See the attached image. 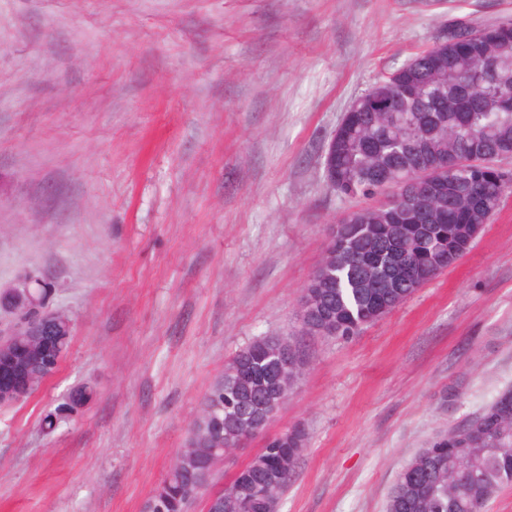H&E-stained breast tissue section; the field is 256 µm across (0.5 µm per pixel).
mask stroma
Here are the masks:
<instances>
[{
    "label": "stroma",
    "instance_id": "obj_1",
    "mask_svg": "<svg viewBox=\"0 0 512 512\" xmlns=\"http://www.w3.org/2000/svg\"><path fill=\"white\" fill-rule=\"evenodd\" d=\"M0 0V287L53 279L56 374L0 406V512H144L208 388L263 336L305 373L225 485L304 428L279 512H385L403 465L512 385V196L455 265L347 340L302 335L333 225L324 180L350 101L430 43L454 3ZM93 399L46 428L76 387Z\"/></svg>",
    "mask_w": 512,
    "mask_h": 512
}]
</instances>
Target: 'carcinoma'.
<instances>
[{"mask_svg": "<svg viewBox=\"0 0 512 512\" xmlns=\"http://www.w3.org/2000/svg\"><path fill=\"white\" fill-rule=\"evenodd\" d=\"M323 159L327 185L348 198H371L399 187V197L366 205L336 224L321 265L304 291L317 303L330 337L348 339L405 302L469 250L485 224L512 195V25L492 24L472 33L445 26L400 67L380 76L350 103ZM454 169L435 194L413 181L439 158ZM264 337L240 349L204 396L185 447L148 498L145 509L189 512L213 486L224 450L244 446L267 424L250 426L251 413L269 399H287L302 374L288 369L282 382ZM92 399L74 388L45 417L54 427L61 413H77ZM306 444L293 427L266 440L224 486L235 498L231 512H278L296 461ZM512 486V387L470 419L434 438L403 467L386 512H484Z\"/></svg>", "mask_w": 512, "mask_h": 512, "instance_id": "carcinoma-1", "label": "carcinoma"}]
</instances>
